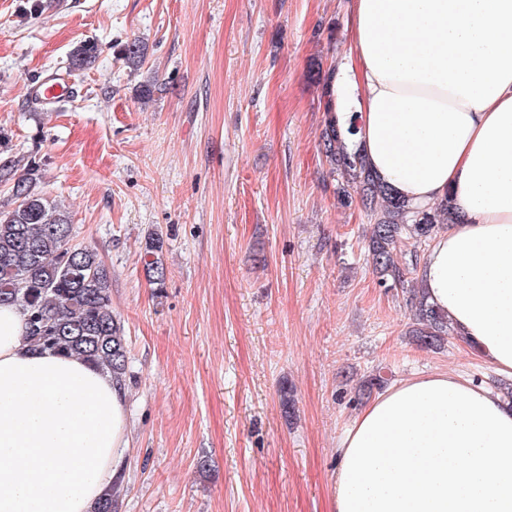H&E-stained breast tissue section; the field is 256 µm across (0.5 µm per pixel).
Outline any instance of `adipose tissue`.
Returning <instances> with one entry per match:
<instances>
[{
  "label": "adipose tissue",
  "mask_w": 512,
  "mask_h": 512,
  "mask_svg": "<svg viewBox=\"0 0 512 512\" xmlns=\"http://www.w3.org/2000/svg\"><path fill=\"white\" fill-rule=\"evenodd\" d=\"M335 116L414 206L451 199L419 278L430 303L512 375V0H350ZM0 306V512H93L121 482L123 382L28 346ZM334 512H512V407L457 373L374 397L336 447Z\"/></svg>",
  "instance_id": "obj_1"
}]
</instances>
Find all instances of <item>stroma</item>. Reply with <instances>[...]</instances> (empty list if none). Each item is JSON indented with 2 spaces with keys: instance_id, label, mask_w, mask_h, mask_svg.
<instances>
[{
  "instance_id": "stroma-1",
  "label": "stroma",
  "mask_w": 512,
  "mask_h": 512,
  "mask_svg": "<svg viewBox=\"0 0 512 512\" xmlns=\"http://www.w3.org/2000/svg\"><path fill=\"white\" fill-rule=\"evenodd\" d=\"M348 0H0V157L34 155L71 243L112 278L128 347L129 465L117 512H331L359 381H500L457 337L417 348L407 287L366 264L369 220L319 151L309 70L347 51ZM77 71L76 98L27 88ZM144 61L121 55L131 41ZM164 241L165 285L143 246ZM296 416L285 420L281 389ZM99 52V45L93 41H84L77 45L69 54L65 67L67 74L71 75L74 71L83 69L97 58ZM163 241L159 236H149L145 242V271L147 280L155 288H163L165 284V269L159 253L162 252Z\"/></svg>"
}]
</instances>
